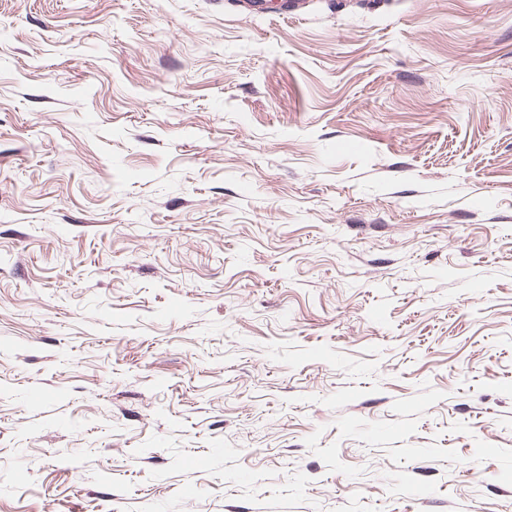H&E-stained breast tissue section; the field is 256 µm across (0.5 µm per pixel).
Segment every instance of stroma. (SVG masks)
I'll return each mask as SVG.
<instances>
[{
	"instance_id": "35a3bbf8",
	"label": "stroma",
	"mask_w": 512,
	"mask_h": 512,
	"mask_svg": "<svg viewBox=\"0 0 512 512\" xmlns=\"http://www.w3.org/2000/svg\"><path fill=\"white\" fill-rule=\"evenodd\" d=\"M0 512H512V0H0Z\"/></svg>"
}]
</instances>
